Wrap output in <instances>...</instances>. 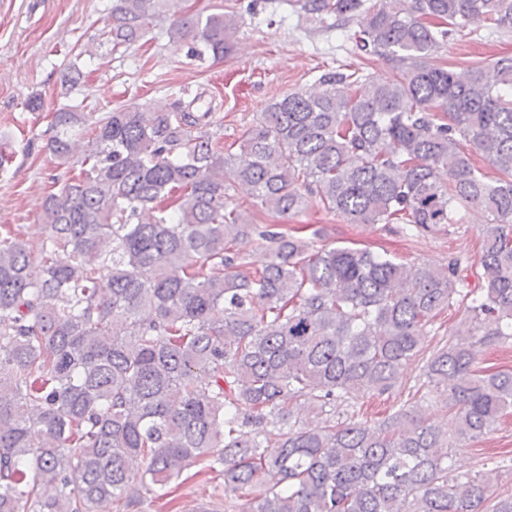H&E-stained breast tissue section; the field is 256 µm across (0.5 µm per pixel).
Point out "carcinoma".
<instances>
[{"mask_svg":"<svg viewBox=\"0 0 512 512\" xmlns=\"http://www.w3.org/2000/svg\"><path fill=\"white\" fill-rule=\"evenodd\" d=\"M182 2L113 0L108 41L170 15L171 37L224 59L240 17ZM403 2L302 0L320 28L356 22L357 45L392 75L324 74L271 99L224 151L192 100L53 112L46 147L79 173L44 196L39 242L0 233V512L160 501L192 466L222 467L227 497L259 490L241 512H483L497 471L453 477L448 449L512 411V369L477 366L480 348L512 340V57L494 63L496 87L478 65L431 59L475 15L512 32V0ZM228 167L279 216L316 203L428 232L481 209V288L464 290L455 259L406 265L254 224L233 207ZM249 236L266 250L254 274L231 250ZM458 300L467 320L424 356L427 327ZM416 361L455 442L410 408L336 418ZM297 398L308 417L287 406Z\"/></svg>","mask_w":512,"mask_h":512,"instance_id":"carcinoma-1","label":"carcinoma"}]
</instances>
